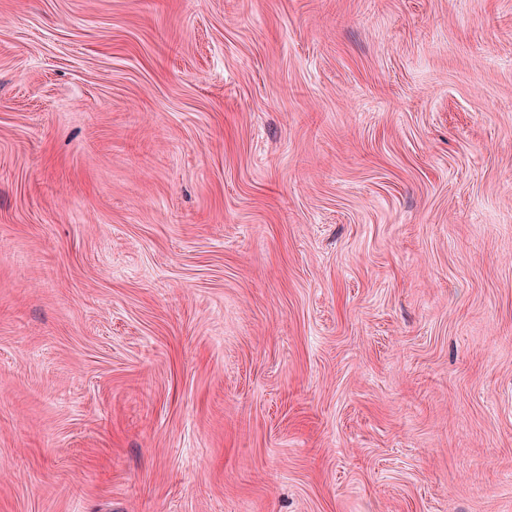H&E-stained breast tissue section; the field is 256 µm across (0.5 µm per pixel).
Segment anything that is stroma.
I'll return each mask as SVG.
<instances>
[{
  "mask_svg": "<svg viewBox=\"0 0 512 512\" xmlns=\"http://www.w3.org/2000/svg\"><path fill=\"white\" fill-rule=\"evenodd\" d=\"M0 512H512V0H0Z\"/></svg>",
  "mask_w": 512,
  "mask_h": 512,
  "instance_id": "1",
  "label": "stroma"
}]
</instances>
